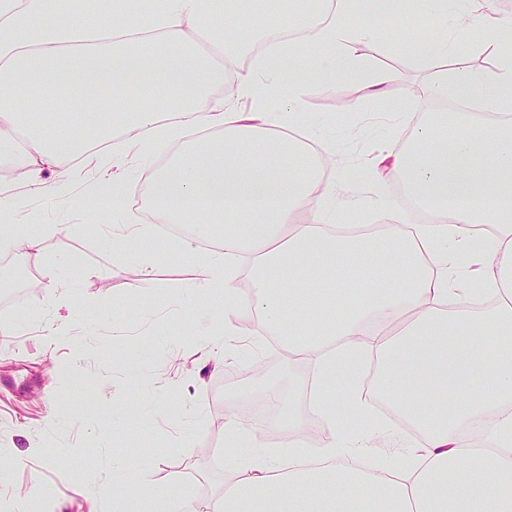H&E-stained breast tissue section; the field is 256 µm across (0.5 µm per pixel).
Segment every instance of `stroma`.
I'll return each mask as SVG.
<instances>
[{"label": "stroma", "instance_id": "obj_1", "mask_svg": "<svg viewBox=\"0 0 512 512\" xmlns=\"http://www.w3.org/2000/svg\"><path fill=\"white\" fill-rule=\"evenodd\" d=\"M411 37L393 19L379 40L358 45L368 72L393 76L382 94L365 80L330 84L311 67L301 74L310 88L302 119L331 147L322 175L336 183L340 218L357 207L362 224L417 220L398 174L388 173L382 187L394 204L389 211L375 205L380 187L360 166L365 149L406 145L418 125L436 116L435 105L420 97L405 111L391 109L424 74L418 52L394 48ZM348 97L355 109L343 106ZM187 142L184 136L156 140L125 156L129 187L121 215L89 198L84 185L59 194L55 173L45 172L35 188L22 173L0 170V181L13 188L15 220L32 216L67 228L45 253H0V263L18 261L32 273L23 289L0 287V324L8 327L0 333V512H18L17 491L33 485L62 512H99L120 452L146 459L157 488L209 501L224 491V471L212 455L226 446V421L246 412L248 401H260L267 385L285 395L308 376L307 364L290 363L267 346L201 363L224 322L188 319L198 259L184 250L182 236L163 231L161 216L139 208L153 174ZM126 214L150 227L148 253L114 250L104 227ZM63 254L73 266L59 265ZM51 271L62 279L79 276L76 296L51 288ZM135 392L146 401L139 410L127 405ZM52 407L58 416L50 422Z\"/></svg>", "mask_w": 512, "mask_h": 512}]
</instances>
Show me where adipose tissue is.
<instances>
[{"instance_id": "ef3b65f1", "label": "adipose tissue", "mask_w": 512, "mask_h": 512, "mask_svg": "<svg viewBox=\"0 0 512 512\" xmlns=\"http://www.w3.org/2000/svg\"><path fill=\"white\" fill-rule=\"evenodd\" d=\"M234 2L151 0L143 11L101 0L87 23L63 0H0V169L23 171L34 186L44 170L61 171L58 191L85 181L120 211L127 178L113 162L160 135L162 116L177 130H218L156 173L142 207L187 225L190 248L223 229L192 285L201 298L224 297L218 346L242 351L234 328L252 319L313 372L289 397L266 393L283 411L273 429L295 436V455L244 443L243 422L233 419L222 495L201 505L159 491L147 461L123 456L112 472L123 512H137L144 498L156 500V512H512V18L493 16L492 0H416L432 22L422 98L475 110L455 115L447 130L418 126L413 148L364 159L365 168L397 172L414 201L449 204V222L373 226L337 223L336 186L320 173L326 145L304 127L311 160L299 166L288 127L308 93L302 70L362 74L357 44L377 39L378 18L398 13L401 0H368L366 19L348 0H329L307 39H287L303 18L286 16L261 31L267 52L229 75L226 63L244 51ZM479 26L498 49L495 67L445 71L448 57L468 56V34ZM226 80L232 102L211 106ZM76 84L112 90L121 140L96 126L109 154L72 145L53 114L29 120L39 108L31 87L64 96ZM272 89L276 109L266 106ZM242 99L254 111H238ZM11 191L0 182V248L44 252L63 226L32 233L13 223ZM238 263L252 271L253 294L240 293L229 271ZM354 364L374 365L371 383L343 382ZM375 396L419 431L386 463L371 445L386 428L373 418ZM302 399L323 418L329 443L309 440Z\"/></svg>"}]
</instances>
